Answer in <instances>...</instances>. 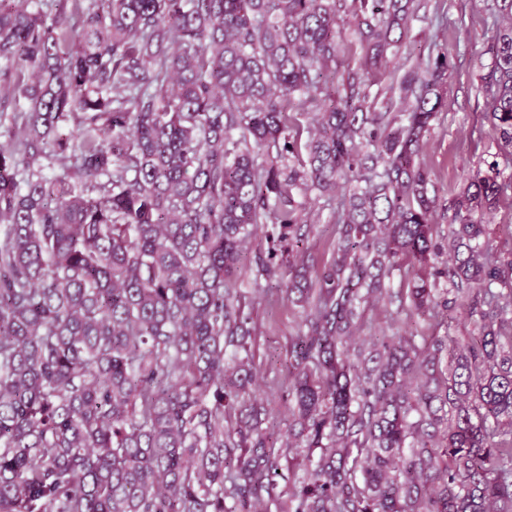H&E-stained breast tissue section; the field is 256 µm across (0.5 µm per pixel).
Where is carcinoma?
<instances>
[{"mask_svg":"<svg viewBox=\"0 0 512 512\" xmlns=\"http://www.w3.org/2000/svg\"><path fill=\"white\" fill-rule=\"evenodd\" d=\"M502 2L480 80L511 149ZM413 14L82 0L71 25L0 0V512H512V185L470 174L441 234L421 151L447 56L404 75L399 112L370 91ZM338 191L329 260L280 248ZM259 232L254 284L288 274L303 309L279 448L236 281ZM374 300L441 307L446 334L359 343ZM341 17L343 21H339V24L345 37L347 56L349 57L350 67L357 69V63L362 56V51L358 39L359 36L355 31L351 16L341 15Z\"/></svg>","mask_w":512,"mask_h":512,"instance_id":"1","label":"carcinoma"}]
</instances>
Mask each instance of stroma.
<instances>
[{
  "label": "stroma",
  "instance_id": "stroma-1",
  "mask_svg": "<svg viewBox=\"0 0 512 512\" xmlns=\"http://www.w3.org/2000/svg\"><path fill=\"white\" fill-rule=\"evenodd\" d=\"M501 0H414V17L405 44L380 71L382 85L397 82L430 44L446 54L448 96L426 136L422 159L431 172L430 194L435 199V221L448 226L456 193L465 178L487 162L497 161L501 179L512 182V155L500 150L496 132L476 87L483 67L492 61L491 23ZM338 199H320L312 205V224L304 248L328 258L335 235ZM252 317L256 366L254 390L268 404L266 426L280 441L288 439L290 401L288 374L283 367L288 343L301 314L289 304L280 279L268 290L254 293Z\"/></svg>",
  "mask_w": 512,
  "mask_h": 512
}]
</instances>
